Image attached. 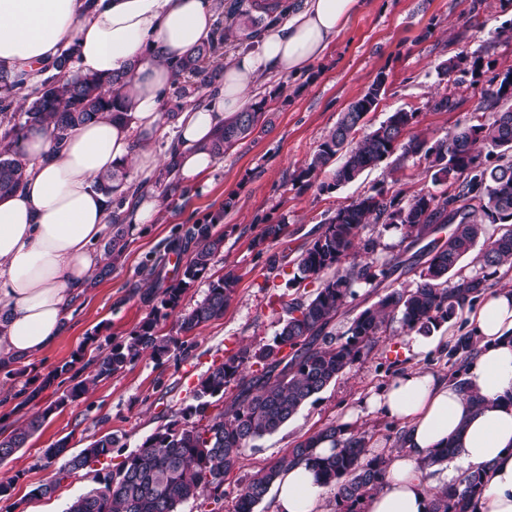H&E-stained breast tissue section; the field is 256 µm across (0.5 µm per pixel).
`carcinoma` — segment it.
<instances>
[{
    "label": "carcinoma",
    "instance_id": "carcinoma-1",
    "mask_svg": "<svg viewBox=\"0 0 512 512\" xmlns=\"http://www.w3.org/2000/svg\"><path fill=\"white\" fill-rule=\"evenodd\" d=\"M250 9L268 17L281 10V0H251ZM241 38L224 26H217L209 39L172 66L174 95L182 100L196 97L211 86L217 73L207 69L230 38ZM71 53L65 51L52 64L55 74L31 88L24 96L25 110L13 109L11 93L22 88L18 80L3 86L0 95V196L22 188L26 163L17 144L27 133L51 130L62 142L79 126L102 117L122 119L125 115L126 75L74 74ZM485 90L487 107L495 111L488 123L464 127L433 144L417 136L404 139L414 124L416 113L397 111L377 127H367V116L385 94V83L376 76L368 89L340 114L335 128L313 154L299 178L309 181L332 169L335 188L358 180L377 163L389 159L398 169L406 156L424 154L431 179L450 183L453 192L419 193L403 204L381 190L339 208L324 230L298 257L299 275L292 284L304 292L284 304L286 316L273 342L255 350L244 349L211 368L194 390V403L181 417L158 428L113 470L97 475L99 487L72 501L67 512H179L178 506L200 496L217 503L224 499V475L232 470L244 449L281 428L315 394L343 375L370 350L395 315H401L410 331L428 335L451 320L464 302L474 301L490 278L512 271V67L492 75ZM261 100L224 124L208 149L220 157L225 149L247 138L265 112ZM496 163H479L482 149ZM124 167L97 179L107 195L125 185ZM124 198L112 212V236L105 243L110 263L99 268L93 279L112 272L124 253L126 215L121 212ZM393 225L402 231V240L415 246L429 240L420 251L424 258L415 286L393 288L375 305L359 312L345 331V340L336 341L328 327L346 305L356 283L372 285L413 266L405 262H378L370 257L378 242L369 238L357 258V240L367 224ZM498 228L489 231L487 224ZM448 236L432 239L445 226ZM213 225L197 224L187 233L196 248L179 278L162 292L130 339L124 343L97 346V354L84 360L83 352L48 374L42 386L69 375L70 385L55 402L60 407L81 399L91 385L105 380L137 361L143 354L155 358L167 355L177 345L173 336L161 333L160 321L176 310L182 294L210 270L211 261L224 245V236L212 232ZM479 269L462 273L461 262L469 255ZM316 284L305 291V281ZM238 277L231 271L210 281L205 298L177 320L178 331L189 333L200 325L224 315ZM258 369L248 373L246 365ZM235 396L224 402L228 386ZM52 408L37 412L14 427L0 432V463L6 461L42 427ZM343 427L330 426L289 449L273 464L257 471L238 491L236 512H254L276 477L298 460H306L315 470L317 481L336 487L339 502L355 503L383 479L385 462L365 460L369 439L353 431L341 437ZM322 440L339 442L329 456L317 455L315 445ZM116 438L104 435L75 455L67 454L68 439L45 449L47 465L67 456L52 478L31 491L46 497L71 474L112 452ZM482 475L472 472L457 486L445 487L434 495L430 512H470L473 498L482 490Z\"/></svg>",
    "mask_w": 512,
    "mask_h": 512
}]
</instances>
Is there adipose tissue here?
<instances>
[{"mask_svg":"<svg viewBox=\"0 0 512 512\" xmlns=\"http://www.w3.org/2000/svg\"><path fill=\"white\" fill-rule=\"evenodd\" d=\"M220 0H0V75L39 77L64 49L81 74L128 73L124 119H99L56 142L49 130L20 143L24 185L0 198V359L36 364L60 339L75 297L101 264L95 245L112 218L98 177L133 166L157 178L165 161L152 150L176 128L177 171L200 182L216 164L208 145L224 122L246 111L252 92L273 77H295L323 58L364 0H302L266 28L255 47L231 54L209 103L168 122L172 63L212 31ZM479 351L466 387L415 369L400 374L367 407L400 421V449L361 512H430V479L459 484L480 471L472 512H512V291L489 292L469 312ZM452 447L447 460L430 457ZM325 487L300 461L272 486V512H323Z\"/></svg>","mask_w":512,"mask_h":512,"instance_id":"ef3b65f1","label":"adipose tissue"}]
</instances>
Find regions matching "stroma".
<instances>
[{
	"mask_svg": "<svg viewBox=\"0 0 512 512\" xmlns=\"http://www.w3.org/2000/svg\"><path fill=\"white\" fill-rule=\"evenodd\" d=\"M512 25V0H365L360 13L327 54L307 73L263 86L265 112L255 131L219 157L207 179V189L176 182L164 195L156 223L129 230L123 259L111 274L90 285L71 306L68 327L58 343L39 361L38 370L17 364L12 374L0 372V416L24 420L56 400L62 384L50 385L44 400L27 401L35 374H48L69 360L94 334L99 344L120 342L134 333L152 308L143 292L148 284L168 286L176 274L170 260L187 261L195 245L185 232L196 224L212 225L223 234L224 247L206 278L182 296L178 312L162 320V333H175L179 312L191 310L206 295L210 280L234 271L239 281L221 318L200 325L183 338L180 348L160 358L143 355L112 378L93 386L75 404L46 412L43 426L27 444L0 464V480H12L9 503L0 512H65L73 499L96 488V473L113 468L158 428L191 404L193 391L212 366L242 348H254L274 338L282 304L294 297L290 281L297 275V258L318 236L338 208L359 197L384 190L387 196L408 201L421 192L440 193L422 155L407 156L399 170L388 162L368 169L340 188H330V173L312 184L298 180L300 170L328 137L341 112L362 94L377 74L387 77L386 93L370 125L376 126L397 111L415 113L410 134L428 141L442 139L457 128L488 121L483 92L485 79H474L469 64H461L455 79L439 76L438 64L457 55H481L491 72L512 65V39L499 37ZM450 94L460 101L448 112L433 111L432 97ZM280 224L283 234L261 240L266 225ZM440 342L427 353L411 349V336L401 320H393L379 341L347 369L335 383L308 400L279 430L246 449L224 478L221 512H234L241 485L259 469L275 462L290 448L329 426L348 425L370 438L367 456L386 458L394 451L402 425L368 410L365 401L400 373L420 368L451 375L467 372L468 364L453 356V338L469 335L464 315L437 330ZM116 443L109 457L91 463L62 482L47 497L31 491L51 475L45 448L68 438L71 452H79L100 436Z\"/></svg>",
	"mask_w": 512,
	"mask_h": 512,
	"instance_id": "stroma-1",
	"label": "stroma"
}]
</instances>
